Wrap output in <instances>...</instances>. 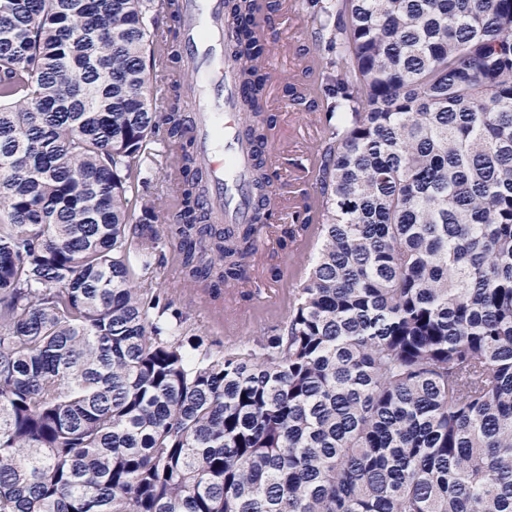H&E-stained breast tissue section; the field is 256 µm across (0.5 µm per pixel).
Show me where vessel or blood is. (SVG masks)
Returning a JSON list of instances; mask_svg holds the SVG:
<instances>
[{
	"instance_id": "obj_1",
	"label": "vessel or blood",
	"mask_w": 512,
	"mask_h": 512,
	"mask_svg": "<svg viewBox=\"0 0 512 512\" xmlns=\"http://www.w3.org/2000/svg\"><path fill=\"white\" fill-rule=\"evenodd\" d=\"M181 15L184 66L196 76L192 88L190 136L209 172L205 206L220 222L249 224L260 200L252 176V146L244 138L242 114L237 107L241 88L235 63L225 57L233 25L224 0H178ZM268 162L277 171V186L267 197L278 220L306 204L294 193L295 185L310 182L312 166L291 171L280 168L276 150Z\"/></svg>"
}]
</instances>
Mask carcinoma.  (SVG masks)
<instances>
[{"instance_id": "cac0c4a2", "label": "carcinoma", "mask_w": 512, "mask_h": 512, "mask_svg": "<svg viewBox=\"0 0 512 512\" xmlns=\"http://www.w3.org/2000/svg\"><path fill=\"white\" fill-rule=\"evenodd\" d=\"M229 50L265 145L257 0ZM155 0H0V512H512V0H306L292 101L320 112L318 249L288 319L211 349L153 284L163 130L190 288L234 287L256 223L206 173ZM254 181L270 182L263 153Z\"/></svg>"}]
</instances>
